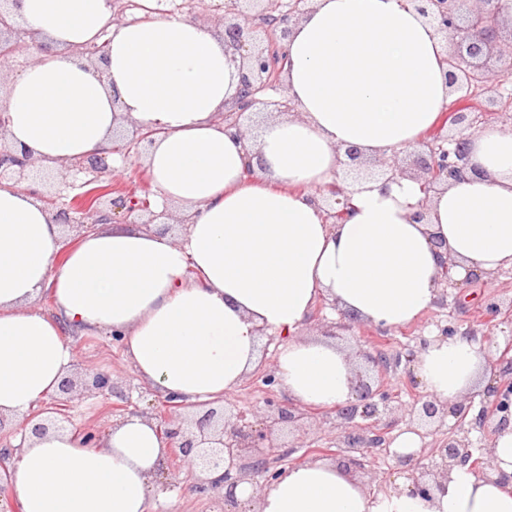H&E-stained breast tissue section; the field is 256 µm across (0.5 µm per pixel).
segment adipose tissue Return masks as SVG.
Returning <instances> with one entry per match:
<instances>
[{
  "label": "adipose tissue",
  "instance_id": "ef3b65f1",
  "mask_svg": "<svg viewBox=\"0 0 512 512\" xmlns=\"http://www.w3.org/2000/svg\"><path fill=\"white\" fill-rule=\"evenodd\" d=\"M12 12L46 50L0 87V142L57 170L109 151L118 129L152 132L155 209L190 222L177 239L115 224L67 244L53 210L0 185V416L56 394L73 337L102 330L119 336L139 382L189 407L229 397L261 359L260 333L279 336L289 398L334 409L352 399L354 366L334 341L302 335L319 299L396 329L434 307L445 260L485 277L512 269V126L470 135L467 172L431 197L409 179L367 180L336 224L316 198L341 148L374 159L413 148L451 100L446 43L409 0H312L286 41L296 113L264 122L248 150L221 119L240 77L213 25L158 12L116 25L109 0H17ZM102 37L106 58L90 61ZM46 293L49 314L37 306ZM487 368L486 343L459 333L430 340L413 373L455 404L485 388ZM19 439V512H151L166 449L146 417L119 418L92 445L74 428ZM398 484L376 495L317 459L260 490L239 484L236 497L256 512H512V484L467 465L428 498Z\"/></svg>",
  "mask_w": 512,
  "mask_h": 512
}]
</instances>
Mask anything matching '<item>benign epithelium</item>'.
<instances>
[{"mask_svg":"<svg viewBox=\"0 0 512 512\" xmlns=\"http://www.w3.org/2000/svg\"><path fill=\"white\" fill-rule=\"evenodd\" d=\"M13 0H0V65L22 61L24 66L36 62L38 54L45 47L34 45L25 40L28 32L14 17L10 3ZM421 15L449 43L448 80L453 92L458 94L455 108L444 114L442 124L460 126L468 121L471 111L463 108V103L479 91L483 96L481 114L493 119L500 118L496 109L499 103L500 88L512 70V35L509 36L508 49L501 47L500 25L496 0H415ZM311 0H233L231 5L224 3L208 5L206 0H183L175 7L180 13H186L193 19L210 23L217 18L224 23V52L229 61L238 68L241 80L240 96L224 112L225 130L243 140L249 139L248 128L241 118L259 111L275 110L288 112L291 101L284 95L281 71L271 73L273 53L284 54L283 41L288 37L290 27L302 15L307 13ZM467 135L460 131L453 134L444 132L441 127L432 134V138L420 144L418 173L415 179L422 181L421 187L429 192L435 185L465 174L468 168V156L465 148ZM343 155L347 171L343 180L357 181L363 173L367 161L360 152L348 146ZM380 170L376 174L391 181L406 178L407 172L401 166L400 152L394 150L390 155L377 160ZM72 177L80 173L92 175V178L79 185L61 182L71 189L81 192L69 195L61 188L54 200L68 198L57 208L56 219L61 224H129L131 217L140 219L144 225L166 223L170 219L167 212H148V218L142 219L145 208L136 205V198L125 188H115L117 196L110 197L104 187L98 185L101 175L111 173L114 167L106 157L92 155L65 166ZM49 173V170L37 165L27 155H19L9 148L0 146V182L11 181L24 186L36 195L42 192L36 186L42 185L37 176ZM325 205L326 219L333 222L349 214L346 208L349 190L335 181L318 192ZM457 262L448 259L442 272L446 273L444 286L458 289L463 294L467 288L480 281L474 274L458 282L450 276ZM486 315L493 320L501 317L500 323H512V297L509 301L494 300L485 307ZM366 358L377 368L381 377L378 386L361 379H354V401L344 407L336 408V418L341 420L339 448L356 450L360 457L351 459L350 465L359 472H374L367 452L371 448H384L385 436L371 429L369 424H360L357 418L371 419L379 415V401L388 399L383 377L388 367L387 357L379 352L368 353ZM488 366L493 384L487 389V400L482 406L478 419L493 422L497 431L512 422V344L495 357H488ZM84 389L98 396H112L115 385L109 374L88 368L81 369ZM166 412L157 423V429L168 448L167 458H184L189 464L190 482L198 493H214L224 489V502L237 503L235 488L242 482H249L262 488L273 482L282 470L277 467L281 459L280 445L275 435L285 424L300 427L307 419L308 410L303 405L275 410H243L228 414L208 409L195 419L182 416L183 405L170 398L166 401ZM427 419L443 420L448 416L463 421L468 408L458 403L452 407L435 400L422 399L420 406L413 408ZM32 425L31 433L42 436L51 429H59L58 420L24 416L20 428ZM474 448L467 436L451 434L437 445L431 468L421 469V458L416 453L393 455L396 469L411 468L418 471L410 489L412 494L422 497L431 495L439 479L448 476L456 465L468 464ZM221 472L217 479H209L212 472Z\"/></svg>","mask_w":512,"mask_h":512,"instance_id":"obj_1","label":"benign epithelium"}]
</instances>
